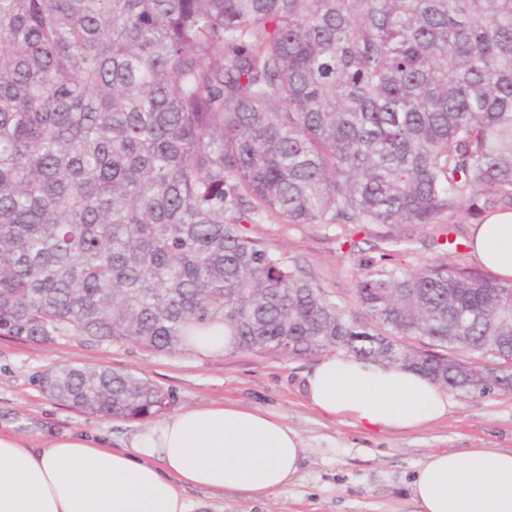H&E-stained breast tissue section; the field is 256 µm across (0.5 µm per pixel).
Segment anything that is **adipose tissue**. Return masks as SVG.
<instances>
[{
  "label": "adipose tissue",
  "mask_w": 512,
  "mask_h": 512,
  "mask_svg": "<svg viewBox=\"0 0 512 512\" xmlns=\"http://www.w3.org/2000/svg\"><path fill=\"white\" fill-rule=\"evenodd\" d=\"M470 235L479 263L512 280V211L487 215ZM305 391L326 415L372 429H415L450 404L419 372L352 356L322 358ZM301 448L274 415L215 404L152 421L124 448L102 432H23L0 422V512H188L189 485L266 498L296 478ZM409 490L420 512H512V452H431Z\"/></svg>",
  "instance_id": "ef3b65f1"
}]
</instances>
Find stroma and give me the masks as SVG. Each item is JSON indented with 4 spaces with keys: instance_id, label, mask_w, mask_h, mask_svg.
Returning a JSON list of instances; mask_svg holds the SVG:
<instances>
[{
    "instance_id": "stroma-1",
    "label": "stroma",
    "mask_w": 512,
    "mask_h": 512,
    "mask_svg": "<svg viewBox=\"0 0 512 512\" xmlns=\"http://www.w3.org/2000/svg\"><path fill=\"white\" fill-rule=\"evenodd\" d=\"M437 225L406 226L407 242L392 248L387 227L376 224H249L248 236L283 254L336 297L351 293L367 264L416 269L447 261L433 244ZM311 357L197 350L158 353L141 346L100 343L66 334L51 343L0 336V421L26 420L56 432L111 434L130 444L140 420H109L44 393L38 379L62 366H102L132 372L171 391L173 411L220 403L274 413L300 435L296 478L265 499L243 490L222 494L189 487V512H419L409 485L419 461L435 450L466 455L474 448L512 451V389L453 398L447 415L418 430L353 427L314 410L305 398Z\"/></svg>"
}]
</instances>
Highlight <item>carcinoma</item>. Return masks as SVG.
<instances>
[{
	"label": "carcinoma",
	"instance_id": "cac0c4a2",
	"mask_svg": "<svg viewBox=\"0 0 512 512\" xmlns=\"http://www.w3.org/2000/svg\"><path fill=\"white\" fill-rule=\"evenodd\" d=\"M512 211V0H0V335L72 333L412 368L461 398L512 364V281L363 267L336 300L243 224ZM50 396L173 394L64 365Z\"/></svg>",
	"mask_w": 512,
	"mask_h": 512
}]
</instances>
